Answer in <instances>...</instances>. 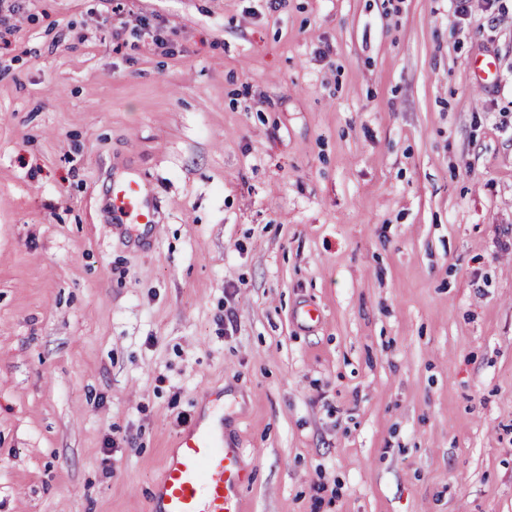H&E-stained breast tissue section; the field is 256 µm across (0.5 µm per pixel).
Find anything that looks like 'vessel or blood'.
Listing matches in <instances>:
<instances>
[{"mask_svg":"<svg viewBox=\"0 0 512 512\" xmlns=\"http://www.w3.org/2000/svg\"><path fill=\"white\" fill-rule=\"evenodd\" d=\"M474 83L487 89L497 82L494 62L473 63ZM113 216L130 221L135 237L153 235L158 216L146 183L113 181L109 194ZM213 408L177 438L164 461L160 480L150 493L151 512H242V499L252 482L244 450L224 433V397L212 392Z\"/></svg>","mask_w":512,"mask_h":512,"instance_id":"b4317fda","label":"vessel or blood"}]
</instances>
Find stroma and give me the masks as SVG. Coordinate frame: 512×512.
<instances>
[{
    "label": "stroma",
    "instance_id": "35a3bbf8",
    "mask_svg": "<svg viewBox=\"0 0 512 512\" xmlns=\"http://www.w3.org/2000/svg\"><path fill=\"white\" fill-rule=\"evenodd\" d=\"M10 3L0 512H150L219 389L243 512H512V0ZM473 77L475 85L480 89L494 86L498 80L494 62L490 58L476 59L473 63ZM109 207L115 218L119 216L132 222L125 226L136 238L155 234L158 216L146 183L135 179L113 181Z\"/></svg>",
    "mask_w": 512,
    "mask_h": 512
}]
</instances>
